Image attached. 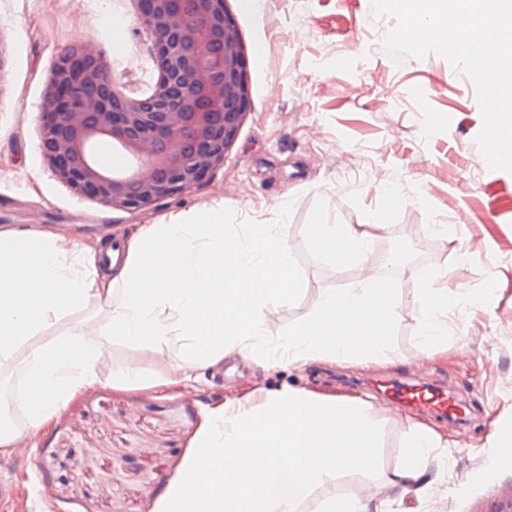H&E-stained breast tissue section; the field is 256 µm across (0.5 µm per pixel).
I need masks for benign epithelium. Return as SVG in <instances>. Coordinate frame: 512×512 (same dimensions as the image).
<instances>
[{"label":"benign epithelium","instance_id":"7a95c632","mask_svg":"<svg viewBox=\"0 0 512 512\" xmlns=\"http://www.w3.org/2000/svg\"><path fill=\"white\" fill-rule=\"evenodd\" d=\"M154 51L158 80L146 98L124 95L90 44L53 63L41 101V146L54 177L79 194L119 209L156 205L191 190L224 166L251 104L248 58L226 0H134ZM217 43L218 80L205 79V49ZM196 140L182 143L186 129ZM120 144L121 171L101 166L90 148Z\"/></svg>","mask_w":512,"mask_h":512}]
</instances>
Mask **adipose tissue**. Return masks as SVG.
<instances>
[{
    "label": "adipose tissue",
    "mask_w": 512,
    "mask_h": 512,
    "mask_svg": "<svg viewBox=\"0 0 512 512\" xmlns=\"http://www.w3.org/2000/svg\"><path fill=\"white\" fill-rule=\"evenodd\" d=\"M224 216L201 215L194 224H147L112 283L79 267L77 258L56 238L29 231L0 233V363L49 322L75 305L111 301L113 334L150 352L178 342L177 371L147 376L134 362L113 375L116 384L160 388L191 381L194 373L220 362L226 353L250 350L256 363L268 320L264 309L301 278L279 225L266 224L233 241L224 239ZM372 232L349 224H316L315 248L345 259L371 251ZM320 313L297 326L283 343V359L308 364L360 350L376 359L385 350L383 327L392 311L389 291L363 284L326 292ZM98 346L81 333L35 348L24 360L26 387L1 392L0 401L22 404L28 424L37 429L97 381ZM412 461L393 475L394 484L425 492L418 459L438 444L428 430L411 426Z\"/></svg>",
    "instance_id": "adipose-tissue-1"
}]
</instances>
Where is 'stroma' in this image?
<instances>
[{"mask_svg":"<svg viewBox=\"0 0 512 512\" xmlns=\"http://www.w3.org/2000/svg\"><path fill=\"white\" fill-rule=\"evenodd\" d=\"M248 54L251 108L223 168L207 181L157 205L113 209L79 195L51 174L40 148V104L55 59L89 43L118 79L121 93L146 97L158 79L132 0H0V232L50 235L72 227L69 250L98 258L111 238L132 244L145 224L196 223L219 211L224 231L280 225L301 276L268 321L265 346L279 345L317 311L323 293L358 283V262L316 250L314 224H381L378 242L396 247L404 226L419 230V249L398 256L391 272L394 311L385 353L263 368L234 353L200 372L195 389L114 386L134 361L150 374L179 363V345L159 356L120 336L104 343L98 381L38 429L26 420L32 461L0 447V476L17 485L18 512H153L193 452L209 408L290 388L319 398L358 401L352 382L368 370L403 375L428 354L436 381L469 408L466 425L414 413L371 409L382 429L379 472L337 475L302 494L299 512H324L328 498L381 490L387 512H434L431 494L393 484L417 423L447 445L427 456L422 480L450 488L451 512H497L512 499V173L475 166L483 118L475 82L435 52L395 62L382 39L393 27L373 0H260L257 8L227 0ZM383 181H376V174ZM249 197H241L242 185ZM470 223L450 239L437 232L457 213ZM447 288L446 339L426 344V285ZM107 308L73 306L31 338V345L78 330L96 336Z\"/></svg>","mask_w":512,"mask_h":512,"instance_id":"1","label":"stroma"}]
</instances>
